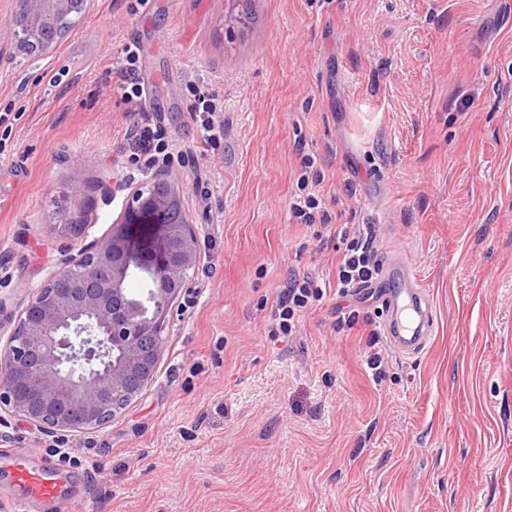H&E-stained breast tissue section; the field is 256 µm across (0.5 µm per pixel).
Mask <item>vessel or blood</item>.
Masks as SVG:
<instances>
[{"label": "vessel or blood", "mask_w": 512, "mask_h": 512, "mask_svg": "<svg viewBox=\"0 0 512 512\" xmlns=\"http://www.w3.org/2000/svg\"><path fill=\"white\" fill-rule=\"evenodd\" d=\"M375 293L387 309L383 333L396 351L415 355L423 351L434 327L433 307L414 270L400 260L383 266ZM0 459L13 468V512H37L61 495L63 477L49 462L35 465L29 452L0 448Z\"/></svg>", "instance_id": "1"}]
</instances>
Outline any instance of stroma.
<instances>
[{
    "label": "stroma",
    "instance_id": "35a3bbf8",
    "mask_svg": "<svg viewBox=\"0 0 512 512\" xmlns=\"http://www.w3.org/2000/svg\"><path fill=\"white\" fill-rule=\"evenodd\" d=\"M134 2L97 0L27 56L0 0V331L125 210L132 39L203 258L136 401L89 434L8 418L0 448L67 449L79 486L54 512H512V0ZM194 85L224 106L218 143ZM303 175L321 176L328 223L378 225L379 260L419 274L435 309L420 354L388 346L375 300L339 326L337 242L289 213ZM292 270L324 295L272 336ZM140 48L136 42L129 41L124 50L125 63L117 70L118 89L125 101L138 103L143 95L141 86L135 74V64L139 58Z\"/></svg>",
    "mask_w": 512,
    "mask_h": 512
}]
</instances>
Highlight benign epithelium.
I'll list each match as a JSON object with an SVG mask.
<instances>
[{
	"label": "benign epithelium",
	"mask_w": 512,
	"mask_h": 512,
	"mask_svg": "<svg viewBox=\"0 0 512 512\" xmlns=\"http://www.w3.org/2000/svg\"><path fill=\"white\" fill-rule=\"evenodd\" d=\"M95 0H12L9 40L24 55L51 52L65 21ZM186 184L163 169L130 188L123 216L30 294L0 346V422L18 416L49 433H90L112 422L154 380L167 316L201 261V228ZM152 275L148 301L126 287Z\"/></svg>",
	"instance_id": "7a95c632"
}]
</instances>
